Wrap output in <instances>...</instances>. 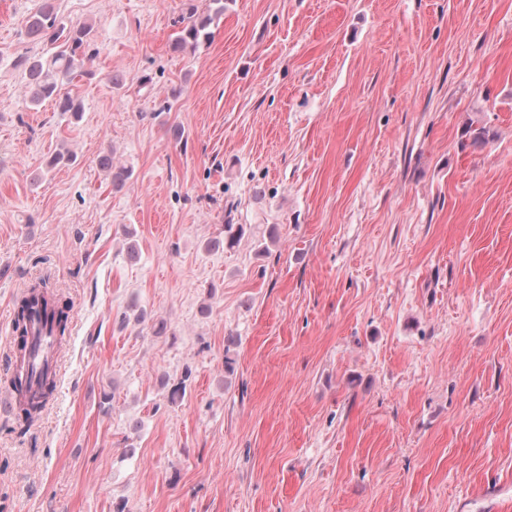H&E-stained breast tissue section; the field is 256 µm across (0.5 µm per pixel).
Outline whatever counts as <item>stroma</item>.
<instances>
[{"label":"stroma","mask_w":512,"mask_h":512,"mask_svg":"<svg viewBox=\"0 0 512 512\" xmlns=\"http://www.w3.org/2000/svg\"><path fill=\"white\" fill-rule=\"evenodd\" d=\"M43 2L0 0V396L26 286L71 333L0 512H512V0H224L185 52L182 0H57L75 124L13 65Z\"/></svg>","instance_id":"1"}]
</instances>
